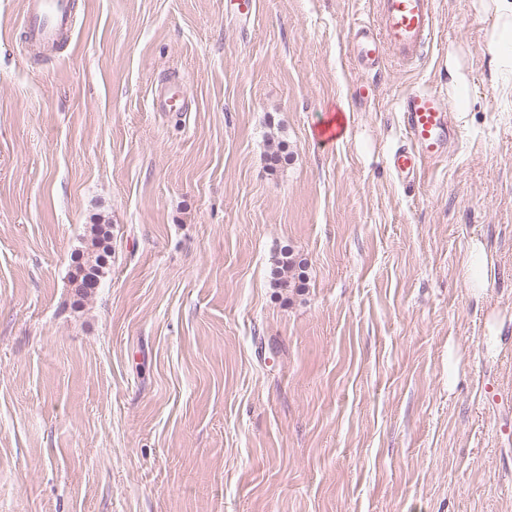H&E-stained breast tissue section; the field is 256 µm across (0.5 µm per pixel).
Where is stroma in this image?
<instances>
[{"mask_svg": "<svg viewBox=\"0 0 512 512\" xmlns=\"http://www.w3.org/2000/svg\"><path fill=\"white\" fill-rule=\"evenodd\" d=\"M74 2L35 56L0 0V512H512L484 392L512 390V92L482 0H434L423 59L366 73L373 0H256L245 28L226 0ZM452 56L461 134L401 185L399 100H451ZM167 81L188 111L152 110ZM93 239L92 246L100 249L102 253L91 252L87 253L85 258L84 253L76 257L75 273L73 275L74 281L77 283L76 296L79 301L90 296L92 293L100 288L102 280V268L105 261V256L108 253L109 246L104 245L109 240V231L105 230L103 225L96 224L92 228ZM478 245L474 244L470 252V259L468 262V269L466 275V284L469 288H486V264L483 262L481 267L478 264ZM303 265V261H297L289 251L282 253L272 274L274 288L286 292H299L305 288L303 271L297 273V268L301 270Z\"/></svg>", "mask_w": 512, "mask_h": 512, "instance_id": "stroma-1", "label": "stroma"}]
</instances>
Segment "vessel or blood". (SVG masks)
Instances as JSON below:
<instances>
[{"label":"vessel or blood","mask_w":512,"mask_h":512,"mask_svg":"<svg viewBox=\"0 0 512 512\" xmlns=\"http://www.w3.org/2000/svg\"><path fill=\"white\" fill-rule=\"evenodd\" d=\"M71 0H28L27 28L35 46L55 45L68 31ZM434 29L433 0H377L376 23L359 24L351 43L358 64L366 69L379 63L383 54L398 60L420 55ZM157 112L184 110L185 100L175 82L157 88L152 100ZM407 142L389 156V166L398 179L414 183L425 164L443 158L459 127L455 114L439 94L413 90L399 101Z\"/></svg>","instance_id":"vessel-or-blood-1"}]
</instances>
